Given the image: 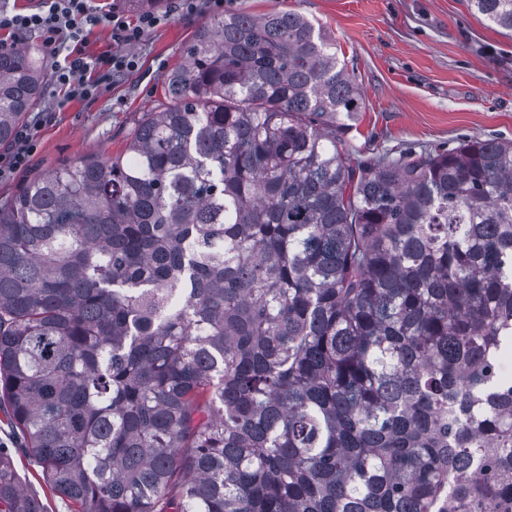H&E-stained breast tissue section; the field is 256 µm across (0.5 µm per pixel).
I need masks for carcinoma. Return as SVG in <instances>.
<instances>
[{
	"mask_svg": "<svg viewBox=\"0 0 512 512\" xmlns=\"http://www.w3.org/2000/svg\"><path fill=\"white\" fill-rule=\"evenodd\" d=\"M512 36V0H468ZM0 205V406L69 512H512V141L359 157L293 10ZM0 46V145L37 105ZM0 447V512H49Z\"/></svg>",
	"mask_w": 512,
	"mask_h": 512,
	"instance_id": "carcinoma-1",
	"label": "carcinoma"
}]
</instances>
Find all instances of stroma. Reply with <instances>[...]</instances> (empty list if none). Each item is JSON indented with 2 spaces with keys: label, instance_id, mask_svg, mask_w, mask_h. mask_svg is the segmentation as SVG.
<instances>
[{
  "label": "stroma",
  "instance_id": "obj_1",
  "mask_svg": "<svg viewBox=\"0 0 512 512\" xmlns=\"http://www.w3.org/2000/svg\"><path fill=\"white\" fill-rule=\"evenodd\" d=\"M274 7L301 12L335 43L362 91L355 145L397 153L448 149L472 136L512 141V38L468 0H224L228 12ZM214 15L209 0L194 15L172 14L135 47L137 70L96 98H67L45 80L32 166L0 182V203L63 162L122 152L134 124L163 101L166 78L197 28Z\"/></svg>",
  "mask_w": 512,
  "mask_h": 512
}]
</instances>
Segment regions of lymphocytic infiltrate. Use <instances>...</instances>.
<instances>
[{
  "label": "lymphocytic infiltrate",
  "mask_w": 512,
  "mask_h": 512,
  "mask_svg": "<svg viewBox=\"0 0 512 512\" xmlns=\"http://www.w3.org/2000/svg\"><path fill=\"white\" fill-rule=\"evenodd\" d=\"M164 20V15L151 11L134 20L119 9L103 16L89 0H40L35 13L16 11L8 0H0V30L38 39L54 59L55 85L65 88L72 99L100 96L132 72L138 65L134 47ZM102 23L111 29V51L96 56L84 53L88 32ZM41 126V118L36 117L16 128L11 146L0 151V181L29 168Z\"/></svg>",
  "instance_id": "obj_1"
}]
</instances>
